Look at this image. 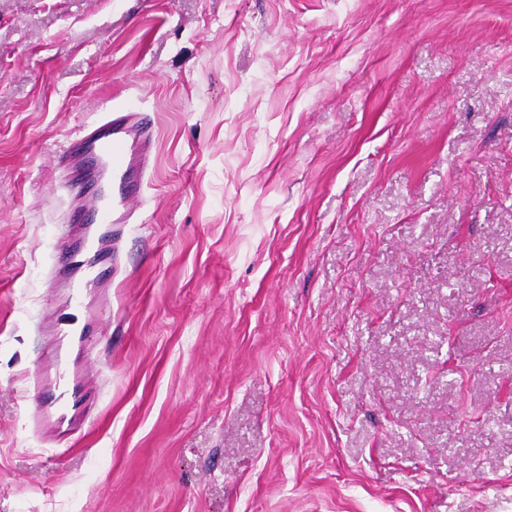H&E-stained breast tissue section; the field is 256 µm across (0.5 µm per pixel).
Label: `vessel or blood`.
I'll return each mask as SVG.
<instances>
[{
	"mask_svg": "<svg viewBox=\"0 0 512 512\" xmlns=\"http://www.w3.org/2000/svg\"><path fill=\"white\" fill-rule=\"evenodd\" d=\"M152 137L147 114L115 110L87 127L57 159L65 188L86 197L94 214L90 224L79 214L69 216L66 235L71 246L51 265L52 283L65 284L73 302H80L84 290L105 274L120 271L119 242L132 214L130 202L151 165ZM42 329L54 336L55 348L52 368L34 364L35 389L45 398L35 416L47 431L65 436L85 410L84 384L71 371L70 359L93 337L87 323L58 317L44 322Z\"/></svg>",
	"mask_w": 512,
	"mask_h": 512,
	"instance_id": "1",
	"label": "vessel or blood"
}]
</instances>
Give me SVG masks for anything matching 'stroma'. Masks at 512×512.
I'll return each mask as SVG.
<instances>
[{
	"label": "stroma",
	"instance_id": "stroma-1",
	"mask_svg": "<svg viewBox=\"0 0 512 512\" xmlns=\"http://www.w3.org/2000/svg\"><path fill=\"white\" fill-rule=\"evenodd\" d=\"M123 103L77 308L57 157ZM90 309L58 443L36 325ZM0 512H512V0H0ZM152 137L147 114L113 109L57 159L65 174L63 186L86 197L94 214L93 224L84 223L76 212L69 216L65 234L71 247L51 265V284L64 283L79 307L84 290L106 272L115 277L120 271L118 246L132 215L130 201L151 165Z\"/></svg>",
	"mask_w": 512,
	"mask_h": 512
}]
</instances>
